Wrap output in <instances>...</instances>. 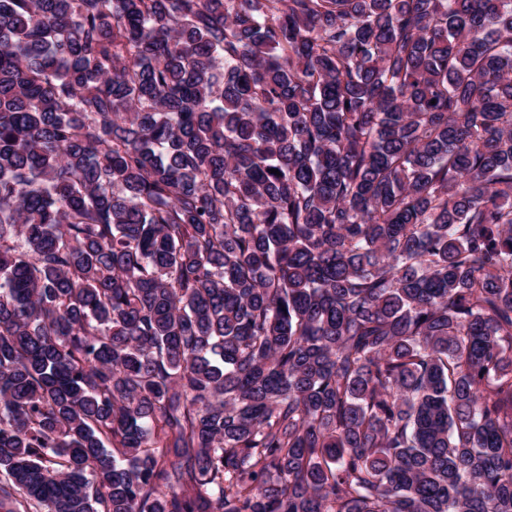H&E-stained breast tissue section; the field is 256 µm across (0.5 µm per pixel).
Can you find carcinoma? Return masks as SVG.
I'll list each match as a JSON object with an SVG mask.
<instances>
[{
  "mask_svg": "<svg viewBox=\"0 0 512 512\" xmlns=\"http://www.w3.org/2000/svg\"><path fill=\"white\" fill-rule=\"evenodd\" d=\"M0 512H512V0H0Z\"/></svg>",
  "mask_w": 512,
  "mask_h": 512,
  "instance_id": "obj_1",
  "label": "carcinoma"
}]
</instances>
